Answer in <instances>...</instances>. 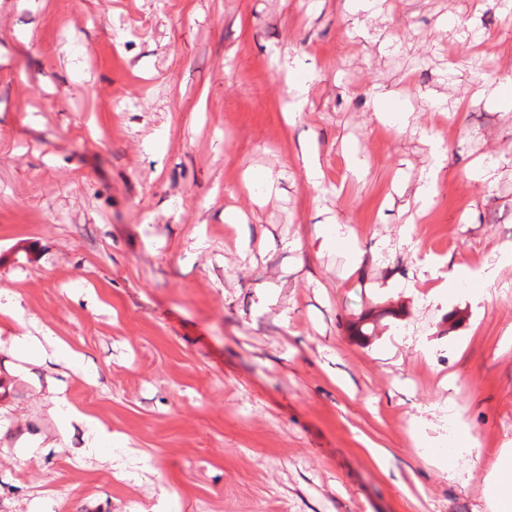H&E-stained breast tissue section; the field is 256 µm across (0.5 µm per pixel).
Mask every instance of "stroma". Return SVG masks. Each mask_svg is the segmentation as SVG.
<instances>
[{
	"label": "stroma",
	"instance_id": "stroma-1",
	"mask_svg": "<svg viewBox=\"0 0 512 512\" xmlns=\"http://www.w3.org/2000/svg\"><path fill=\"white\" fill-rule=\"evenodd\" d=\"M371 2L0 0V512H491L512 0ZM452 264L493 270L482 300L439 299ZM457 425L477 446L452 480L423 447ZM340 224H329L323 231L326 245L342 250H348L354 256L355 261H360L359 255L353 251V236L350 231L343 230ZM60 411L65 419L82 418L86 422V427L88 429L86 433L87 449L98 451L100 448H103L107 439L112 440V435L108 433L99 422L83 417L79 412L69 407L67 409H61Z\"/></svg>",
	"mask_w": 512,
	"mask_h": 512
}]
</instances>
